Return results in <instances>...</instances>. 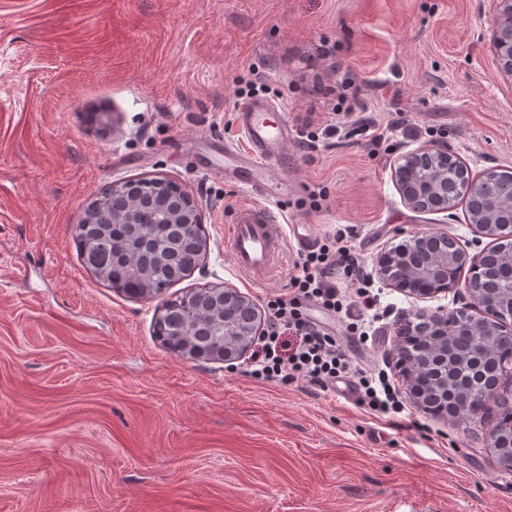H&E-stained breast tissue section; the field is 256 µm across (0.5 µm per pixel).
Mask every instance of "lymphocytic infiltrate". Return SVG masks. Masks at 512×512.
I'll use <instances>...</instances> for the list:
<instances>
[{
    "mask_svg": "<svg viewBox=\"0 0 512 512\" xmlns=\"http://www.w3.org/2000/svg\"><path fill=\"white\" fill-rule=\"evenodd\" d=\"M338 103L345 119L317 124L311 117L301 118L302 146L316 151L347 137L353 128L369 134L370 145L379 146L382 137L374 133L373 122L364 116L369 109L367 101L359 94L342 92ZM351 237V229H341L333 240L299 253L291 293L272 295L267 302L270 320L262 332V356L255 377L282 383L305 378L327 387L336 378L351 374V365L337 347L335 336L303 309L304 304H314L347 323L351 330H361L375 304L350 245Z\"/></svg>",
    "mask_w": 512,
    "mask_h": 512,
    "instance_id": "f902f5d3",
    "label": "lymphocytic infiltrate"
}]
</instances>
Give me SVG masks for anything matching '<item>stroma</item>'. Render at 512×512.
I'll use <instances>...</instances> for the list:
<instances>
[{"instance_id": "35a3bbf8", "label": "stroma", "mask_w": 512, "mask_h": 512, "mask_svg": "<svg viewBox=\"0 0 512 512\" xmlns=\"http://www.w3.org/2000/svg\"><path fill=\"white\" fill-rule=\"evenodd\" d=\"M496 13L497 0H0V512H512L484 428L426 413L398 367L399 324L460 307L464 287L419 299L375 278L377 256L417 232L489 244L464 204L411 210L394 168L430 142L475 176L512 168ZM242 80L293 126L331 119L347 85L383 130L376 150L289 142L271 175L300 186L284 224L317 242L353 227L380 315L336 340L354 368L387 373L397 424L312 382L257 380L248 353L228 366L169 352L152 335L159 299L80 260L73 228L101 192L163 178L200 203L208 251L171 294L289 292L295 239L276 270L237 269L224 227L248 194L207 168Z\"/></svg>"}]
</instances>
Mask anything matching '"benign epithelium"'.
Wrapping results in <instances>:
<instances>
[{
	"label": "benign epithelium",
	"instance_id": "benign-epithelium-1",
	"mask_svg": "<svg viewBox=\"0 0 512 512\" xmlns=\"http://www.w3.org/2000/svg\"><path fill=\"white\" fill-rule=\"evenodd\" d=\"M508 25L498 33L496 49L500 55L512 59V0H500ZM457 162L456 155L448 147L424 144L399 157L394 169L398 189L409 208L416 212H447L454 207L448 195V163ZM183 202L189 215L178 219L181 224H200L201 207L197 200L185 193ZM497 204L490 202L484 210L486 218L472 225L481 237L496 241L511 240L512 226L497 224L489 219L495 214ZM489 251L484 249L471 255L459 243L445 233H429L411 237L400 248L383 252L377 259L376 270L388 285L402 292L428 298L457 286L448 282V266L468 268L469 279L466 293L469 302L450 311L420 313L402 332L401 368L407 376L417 377L425 369V361L431 352L448 351V326L468 319L470 329L483 337L475 346L478 356L492 351L494 344H512V286L507 289L489 290L481 287L486 276V260ZM224 292V319L228 325L236 321L234 308L252 319V326L244 331L232 332L224 344L222 361L235 360L248 347L254 337L260 335L261 310L249 297L229 286L218 288ZM485 313L482 320L474 318L472 310ZM493 448L504 467L512 471V438L494 439Z\"/></svg>",
	"mask_w": 512,
	"mask_h": 512
}]
</instances>
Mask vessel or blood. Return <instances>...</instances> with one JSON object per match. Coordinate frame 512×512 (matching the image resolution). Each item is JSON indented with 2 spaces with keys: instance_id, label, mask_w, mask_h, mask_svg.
Wrapping results in <instances>:
<instances>
[{
  "instance_id": "b4317fda",
  "label": "vessel or blood",
  "mask_w": 512,
  "mask_h": 512,
  "mask_svg": "<svg viewBox=\"0 0 512 512\" xmlns=\"http://www.w3.org/2000/svg\"><path fill=\"white\" fill-rule=\"evenodd\" d=\"M266 102L249 100L234 112L237 141L224 143V176L250 186L253 197L237 205L228 226L227 244L234 264L263 275L272 271L284 252L285 235L272 211L277 197L288 194L287 185L268 184L273 164L284 162L288 144L287 120L272 121Z\"/></svg>"
}]
</instances>
